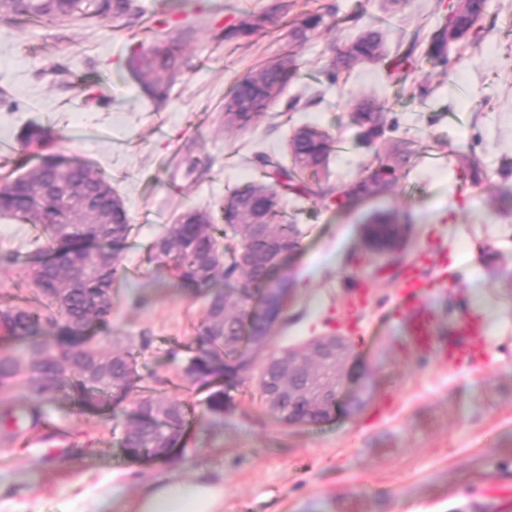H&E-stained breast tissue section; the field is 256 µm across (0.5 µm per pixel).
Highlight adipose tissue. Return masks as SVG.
<instances>
[{"instance_id": "obj_1", "label": "adipose tissue", "mask_w": 512, "mask_h": 512, "mask_svg": "<svg viewBox=\"0 0 512 512\" xmlns=\"http://www.w3.org/2000/svg\"><path fill=\"white\" fill-rule=\"evenodd\" d=\"M223 499L222 485L207 480L169 481L147 491L137 512H217Z\"/></svg>"}]
</instances>
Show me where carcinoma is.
I'll return each mask as SVG.
<instances>
[{
	"label": "carcinoma",
	"instance_id": "cac0c4a2",
	"mask_svg": "<svg viewBox=\"0 0 512 512\" xmlns=\"http://www.w3.org/2000/svg\"><path fill=\"white\" fill-rule=\"evenodd\" d=\"M486 8V0H460L448 16V24L436 30L424 57L433 63L447 59L448 43L469 34L477 35ZM13 11L32 22L84 21L101 22L113 16L140 13L136 0H0V10ZM263 18L249 16L224 33L232 39L247 35L261 26ZM323 23L320 14L300 19L293 30L295 38H306V32ZM188 26L177 37L156 34L150 45L132 55L131 74L143 89L158 101L165 100L181 83L184 62L183 41L191 36ZM381 33L367 31L344 50L332 67L353 65L381 56ZM294 71V60L285 54L273 62L254 68L238 80L224 101V113L236 116L243 128L261 117L288 84ZM355 120L363 124L361 139L375 149L378 166L368 178L349 185H333L326 175V162L333 139L317 127L290 140L291 165L271 157L262 158L264 173L242 188L232 191L222 202L224 221L239 248L256 254L264 252L266 241L250 237L246 231L247 216H260L270 222L269 235L296 251L300 247V231L293 224H274L279 213V197L286 191L304 196L336 199L355 195L377 196L390 190L396 174L416 152L414 142L387 139L385 109L371 99L353 106ZM74 181L92 177L101 182L97 209L112 215V231L99 232L92 224H73L69 201L62 192L51 194L48 188L58 185L61 175ZM111 183L91 165L64 155L43 157L22 176L0 187V216L33 224L45 234L47 244L38 248L41 260L32 269V279L40 300L33 305H14L0 311V434L15 438L17 430L4 428L7 418L19 412L32 426L44 423V406L60 395L78 405L94 404V398L110 395L120 398L134 385L136 370L133 356L121 348L106 351L87 343L85 336H72L66 321L82 318L104 324L110 316L96 306L99 297H112V288L124 278L121 258L116 246L124 243L133 227L124 205ZM395 224L392 216H382L365 225L369 235L365 242L370 250L380 245L373 224ZM150 250L161 261L173 262L174 276L187 288L222 297L218 282L228 281L240 273L248 282H265L270 268H250L232 261L224 266V252L212 232L211 217L199 210H187L176 224L156 239ZM240 301L224 304V321L216 330L215 311L205 313L197 329L199 347L185 367V374L201 388L208 390L207 407L214 415L224 412V387H232L244 379L241 368L248 359L250 337L267 332L265 324L245 321L244 310L253 300L267 295L250 288L238 289ZM335 408L308 414L303 407L283 405L279 421L301 420L307 425L329 420ZM187 407L162 397H145L136 407L135 416L126 424L121 440L127 452L157 459L168 457L184 447Z\"/></svg>",
	"mask_w": 512,
	"mask_h": 512
}]
</instances>
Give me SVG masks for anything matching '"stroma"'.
Masks as SVG:
<instances>
[{
	"label": "stroma",
	"instance_id": "1",
	"mask_svg": "<svg viewBox=\"0 0 512 512\" xmlns=\"http://www.w3.org/2000/svg\"><path fill=\"white\" fill-rule=\"evenodd\" d=\"M140 14L103 22L32 23L0 12V139L32 124L50 128L52 154L94 165L121 198L133 226L122 244L130 276L112 294L100 346L118 344L139 376L111 412H77L57 399L27 443H0V512H135L159 480L201 478L224 486L223 512H512L489 488H512V0H487L479 39L452 43L448 61H418L401 81L388 70L409 45L425 50L458 0H137ZM324 22L293 41L305 13ZM263 16L251 36L225 32ZM184 78L162 103L131 75L133 49L152 31L186 26ZM380 58L329 78L331 60L370 28ZM293 53L296 73L266 116L224 124V99L258 64ZM372 98L392 137L418 145L393 190L340 203L283 195L280 220L301 230L289 258L288 322L275 346L338 334L352 344L336 411L318 425L283 427L252 381L229 388L222 417L184 373L205 298L178 286L149 251L182 211L211 212L225 258V194L262 174L259 154L285 156L294 131L318 126L335 141L328 172L349 184L376 167L352 106ZM478 162L471 179L462 164ZM390 214L405 225L397 255H372L362 226ZM32 225L0 218V310L30 298L37 248ZM447 271L451 285L429 306L438 333L454 339L462 317L484 316V353L448 365L414 353L398 315L399 281L411 265ZM159 396L189 408L186 447L166 460L130 456L120 444L138 400Z\"/></svg>",
	"mask_w": 512,
	"mask_h": 512
}]
</instances>
